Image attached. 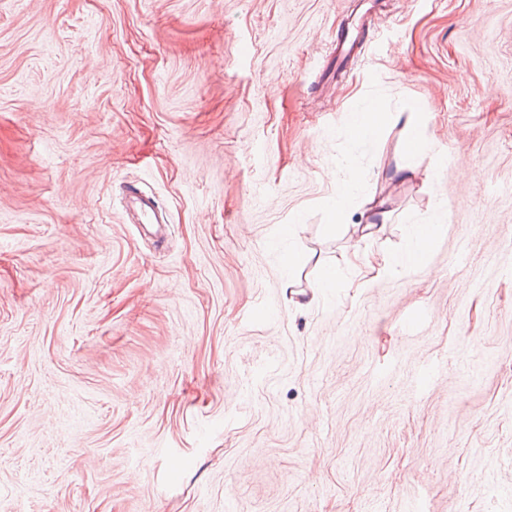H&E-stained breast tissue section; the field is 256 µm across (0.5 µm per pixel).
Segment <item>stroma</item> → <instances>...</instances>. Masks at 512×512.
<instances>
[{"label": "stroma", "mask_w": 512, "mask_h": 512, "mask_svg": "<svg viewBox=\"0 0 512 512\" xmlns=\"http://www.w3.org/2000/svg\"><path fill=\"white\" fill-rule=\"evenodd\" d=\"M0 512H512V0H0ZM355 114L360 116L361 126L365 130V136L361 139H358L363 141L371 136L377 130L378 126L384 124L392 113L385 112L383 105L376 103L368 106L362 112H357ZM391 117H393V115ZM359 173L352 172L349 178L339 184L336 191V200L329 206V213L332 220L336 223H341L346 215L345 199L349 190L358 184ZM126 196L130 201L136 202L140 211L142 224H153L156 217L157 202L150 196L144 194L139 187L128 185L125 189ZM434 224H423L417 227L414 231L413 240L410 247L406 250L404 255L399 257H390L384 261L382 266L376 268V277L388 274L396 269L397 266H402L408 263L419 264L425 253L429 251L441 225V219L435 217Z\"/></svg>", "instance_id": "1"}]
</instances>
